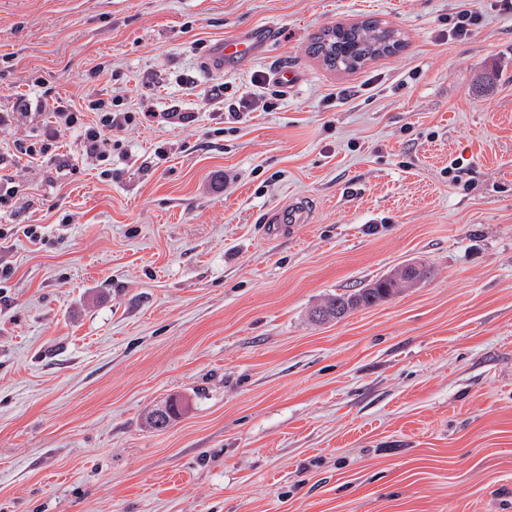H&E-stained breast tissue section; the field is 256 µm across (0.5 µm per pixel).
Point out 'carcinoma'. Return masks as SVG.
<instances>
[{"mask_svg": "<svg viewBox=\"0 0 512 512\" xmlns=\"http://www.w3.org/2000/svg\"><path fill=\"white\" fill-rule=\"evenodd\" d=\"M353 52L349 56L337 55L328 58L331 50L324 48L323 42L334 41L336 29L332 28L317 39L313 46V53L318 57L330 59V67L334 69L353 70L364 62L393 51L387 40L394 35V30L382 27L375 20L363 21L346 27ZM406 290L403 281H392V275L379 278L353 292H343L330 299L313 311V317L318 321L330 317L341 318L347 313L360 307L375 305L381 301L393 298ZM183 411L182 403L172 400L161 409L150 411L146 416V423L155 430L170 426Z\"/></svg>", "mask_w": 512, "mask_h": 512, "instance_id": "carcinoma-1", "label": "carcinoma"}]
</instances>
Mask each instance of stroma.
Here are the masks:
<instances>
[{"label": "stroma", "instance_id": "obj_1", "mask_svg": "<svg viewBox=\"0 0 512 512\" xmlns=\"http://www.w3.org/2000/svg\"><path fill=\"white\" fill-rule=\"evenodd\" d=\"M479 20L456 38V12ZM375 20L398 51L309 46ZM273 24L243 67L212 46ZM299 83L230 123L257 72ZM119 99L105 161L36 102ZM193 113L179 125L172 105ZM0 512H512V9L502 0H0ZM304 198L281 237L267 214ZM423 261L393 299L313 309ZM188 405L169 428L145 412Z\"/></svg>", "mask_w": 512, "mask_h": 512}]
</instances>
